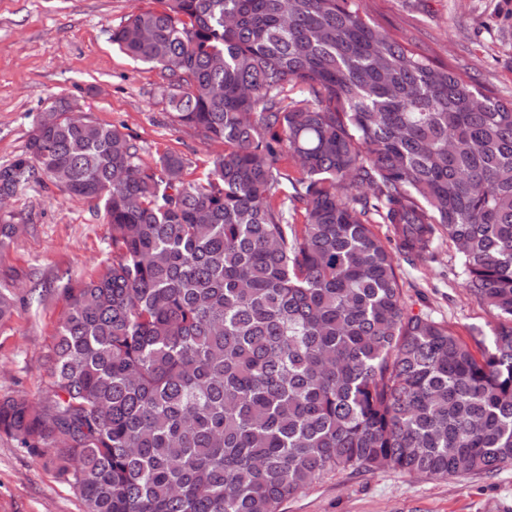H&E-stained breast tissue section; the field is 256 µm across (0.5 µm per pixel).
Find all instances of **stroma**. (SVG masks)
<instances>
[{"mask_svg": "<svg viewBox=\"0 0 512 512\" xmlns=\"http://www.w3.org/2000/svg\"><path fill=\"white\" fill-rule=\"evenodd\" d=\"M367 4L381 23L476 75L486 93L512 100V0ZM159 6V0H0V167L27 157L36 118L65 98L96 123L125 127L145 162L174 152L190 161L191 177L207 172L223 144L174 125L156 93L160 72L124 55L110 38L130 14ZM0 207L20 226L0 248V280L15 293L12 316L0 323V396L36 398L48 386L44 358L65 313L62 289L111 262V229L101 205L68 201L49 184H30ZM375 231L393 251L409 313L446 323L466 340L490 334L494 313L471 298L447 239L410 261L395 251L388 225ZM0 512H83V504L45 459L0 435ZM283 512H512V465L491 477L459 479L331 473Z\"/></svg>", "mask_w": 512, "mask_h": 512, "instance_id": "35a3bbf8", "label": "stroma"}]
</instances>
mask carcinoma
<instances>
[{
    "label": "carcinoma",
    "instance_id": "cac0c4a2",
    "mask_svg": "<svg viewBox=\"0 0 512 512\" xmlns=\"http://www.w3.org/2000/svg\"><path fill=\"white\" fill-rule=\"evenodd\" d=\"M162 3L112 43L224 152L189 179L67 101L36 121L0 196L103 204L112 263L64 287L48 392L0 396V434L84 512H280L331 472L512 464V101L365 0ZM376 224L412 258L455 245L490 341L405 310ZM18 229L1 214L0 246ZM14 302L0 281V322Z\"/></svg>",
    "mask_w": 512,
    "mask_h": 512
}]
</instances>
